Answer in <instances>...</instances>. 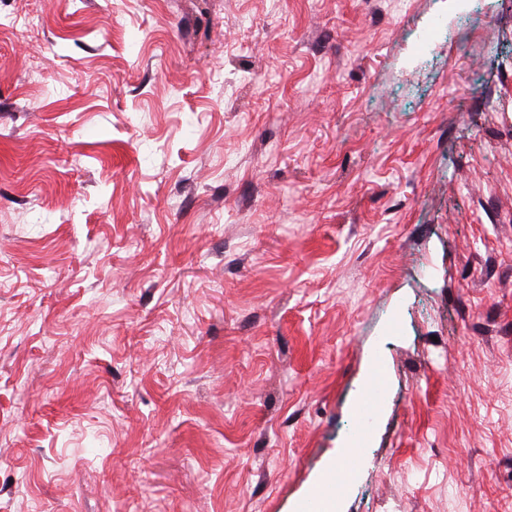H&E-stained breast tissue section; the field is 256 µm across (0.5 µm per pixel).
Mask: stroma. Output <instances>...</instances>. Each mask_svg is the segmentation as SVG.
<instances>
[{"mask_svg": "<svg viewBox=\"0 0 512 512\" xmlns=\"http://www.w3.org/2000/svg\"><path fill=\"white\" fill-rule=\"evenodd\" d=\"M512 512V0H0V512Z\"/></svg>", "mask_w": 512, "mask_h": 512, "instance_id": "1", "label": "stroma"}]
</instances>
